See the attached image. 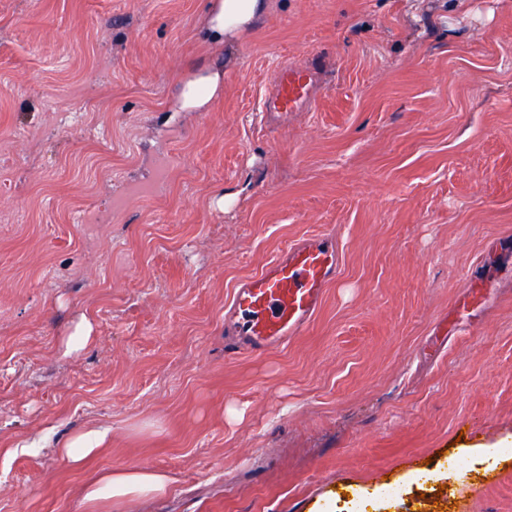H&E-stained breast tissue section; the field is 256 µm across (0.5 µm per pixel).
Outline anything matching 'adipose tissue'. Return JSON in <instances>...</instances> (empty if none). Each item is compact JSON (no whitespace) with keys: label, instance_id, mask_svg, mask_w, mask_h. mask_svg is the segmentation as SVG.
<instances>
[{"label":"adipose tissue","instance_id":"ef3b65f1","mask_svg":"<svg viewBox=\"0 0 512 512\" xmlns=\"http://www.w3.org/2000/svg\"><path fill=\"white\" fill-rule=\"evenodd\" d=\"M270 6L269 0H210L201 34L217 48L239 45ZM222 88L218 67H208L182 85L176 95L181 112L206 111ZM167 475L139 468L113 469L85 483L81 501L85 512H125L128 502L167 494Z\"/></svg>","mask_w":512,"mask_h":512}]
</instances>
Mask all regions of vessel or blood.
Here are the masks:
<instances>
[{
  "label": "vessel or blood",
  "mask_w": 512,
  "mask_h": 512,
  "mask_svg": "<svg viewBox=\"0 0 512 512\" xmlns=\"http://www.w3.org/2000/svg\"><path fill=\"white\" fill-rule=\"evenodd\" d=\"M312 86L310 70L283 66L267 111L287 117L310 103ZM339 273L334 237L317 235L290 245L265 270L235 289L225 315L229 335L225 353H263L300 335Z\"/></svg>",
  "instance_id": "b4317fda"
}]
</instances>
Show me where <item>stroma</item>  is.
I'll list each match as a JSON object with an SVG mask.
<instances>
[{
	"mask_svg": "<svg viewBox=\"0 0 512 512\" xmlns=\"http://www.w3.org/2000/svg\"><path fill=\"white\" fill-rule=\"evenodd\" d=\"M205 4L0 0V512L120 468L170 480L126 512H512V0H271L230 55ZM285 63L317 96L270 125ZM323 233L304 333L225 356L237 285ZM90 426L81 465L21 450ZM222 88L219 67H207L182 85L176 95L178 112H205ZM92 333V323L83 318L78 324H76L70 336H66L62 345L63 354L68 356L86 349L94 339Z\"/></svg>",
	"mask_w": 512,
	"mask_h": 512,
	"instance_id": "stroma-1",
	"label": "stroma"
}]
</instances>
